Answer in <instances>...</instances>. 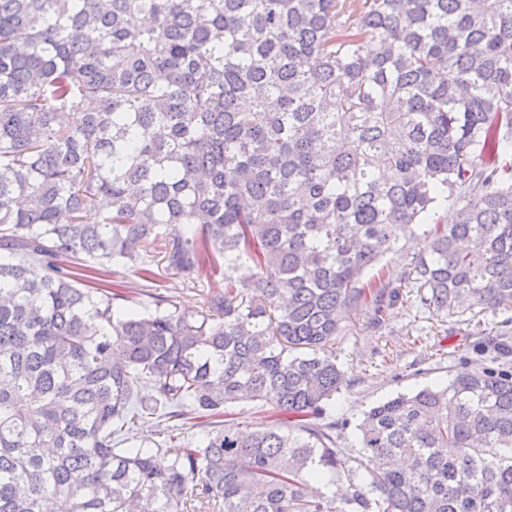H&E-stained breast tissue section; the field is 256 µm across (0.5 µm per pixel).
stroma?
Wrapping results in <instances>:
<instances>
[{
	"mask_svg": "<svg viewBox=\"0 0 512 512\" xmlns=\"http://www.w3.org/2000/svg\"><path fill=\"white\" fill-rule=\"evenodd\" d=\"M235 276V271L228 269L221 279L192 284L162 270L155 282L146 283L118 267L112 279L134 288L132 307L146 312L154 308L153 293L177 301L192 299L223 290L225 282ZM419 295L416 286L402 289L399 300L387 309L379 324L374 323L370 308L358 309L334 341L336 362L354 383L328 405L326 418L345 421L336 438L348 460L359 455L356 426L362 414L377 402L447 382L457 373L487 362V354L474 348L483 337L503 336L512 343V308L446 318L422 308Z\"/></svg>",
	"mask_w": 512,
	"mask_h": 512,
	"instance_id": "35a3bbf8",
	"label": "stroma"
}]
</instances>
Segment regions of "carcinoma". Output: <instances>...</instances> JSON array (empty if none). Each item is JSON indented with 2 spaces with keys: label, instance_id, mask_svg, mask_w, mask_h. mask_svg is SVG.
Returning a JSON list of instances; mask_svg holds the SVG:
<instances>
[{
  "label": "carcinoma",
  "instance_id": "cac0c4a2",
  "mask_svg": "<svg viewBox=\"0 0 512 512\" xmlns=\"http://www.w3.org/2000/svg\"><path fill=\"white\" fill-rule=\"evenodd\" d=\"M422 226V305L512 307V0H0V512H512L504 339L367 411L355 468L324 421L329 347L399 296L365 273ZM159 249L238 276L115 307ZM147 418L205 440L112 446ZM270 406L260 403H243L230 409L232 415L225 419H233L243 430H253L265 427L273 420Z\"/></svg>",
  "mask_w": 512,
  "mask_h": 512
}]
</instances>
